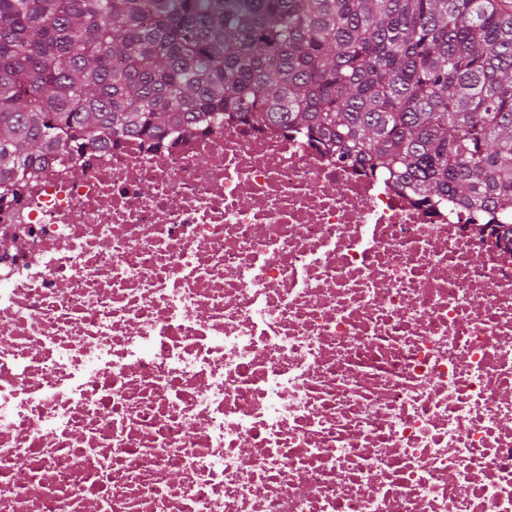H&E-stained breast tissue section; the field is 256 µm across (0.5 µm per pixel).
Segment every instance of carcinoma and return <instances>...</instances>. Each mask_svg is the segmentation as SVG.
Segmentation results:
<instances>
[{"label": "carcinoma", "instance_id": "cac0c4a2", "mask_svg": "<svg viewBox=\"0 0 512 512\" xmlns=\"http://www.w3.org/2000/svg\"><path fill=\"white\" fill-rule=\"evenodd\" d=\"M459 200L512 249V0H0V181L215 123Z\"/></svg>", "mask_w": 512, "mask_h": 512}]
</instances>
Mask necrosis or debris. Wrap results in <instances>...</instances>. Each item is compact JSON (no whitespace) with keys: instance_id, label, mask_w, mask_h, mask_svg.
I'll return each mask as SVG.
<instances>
[{"instance_id":"necrosis-or-debris-1","label":"necrosis or debris","mask_w":512,"mask_h":512,"mask_svg":"<svg viewBox=\"0 0 512 512\" xmlns=\"http://www.w3.org/2000/svg\"><path fill=\"white\" fill-rule=\"evenodd\" d=\"M223 123L0 188V512H512V251Z\"/></svg>"}]
</instances>
